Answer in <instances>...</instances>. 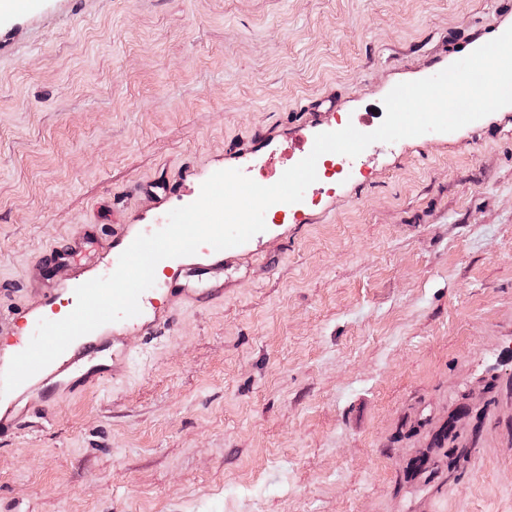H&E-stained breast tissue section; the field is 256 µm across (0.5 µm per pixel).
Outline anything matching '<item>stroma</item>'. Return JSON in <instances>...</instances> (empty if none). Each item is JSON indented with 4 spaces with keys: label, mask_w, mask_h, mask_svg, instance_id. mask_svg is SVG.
Segmentation results:
<instances>
[{
    "label": "stroma",
    "mask_w": 512,
    "mask_h": 512,
    "mask_svg": "<svg viewBox=\"0 0 512 512\" xmlns=\"http://www.w3.org/2000/svg\"><path fill=\"white\" fill-rule=\"evenodd\" d=\"M509 27L512 0H44L0 24V373L213 173L373 132L396 84ZM345 164L223 266L164 259L94 331L128 369L27 384L0 512H512V105Z\"/></svg>",
    "instance_id": "obj_1"
}]
</instances>
